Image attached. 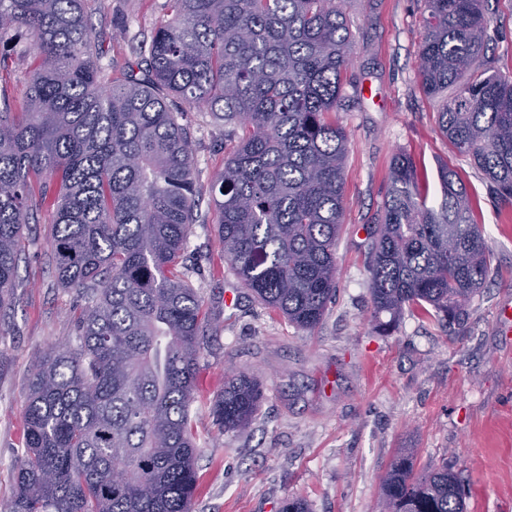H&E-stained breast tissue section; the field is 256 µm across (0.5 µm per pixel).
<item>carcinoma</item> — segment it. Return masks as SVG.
<instances>
[{"label":"carcinoma","instance_id":"obj_1","mask_svg":"<svg viewBox=\"0 0 512 512\" xmlns=\"http://www.w3.org/2000/svg\"><path fill=\"white\" fill-rule=\"evenodd\" d=\"M171 18L133 65L104 81L86 0H0V44L19 32L37 65L20 105L0 96V307L35 193H54L47 247L58 282L88 303L78 345L38 357L9 512H191L190 427L202 303L179 259L196 223V161L184 112L204 106L236 128L211 187L230 271L302 330L336 293L348 135L340 111L352 65L341 0H170ZM488 0H423L419 76L440 100V132L512 205V75L485 58ZM441 200L411 159L391 163L371 228L370 322L407 309L461 322L491 253L458 173ZM263 398L245 371L224 377L213 414L246 430ZM405 448L381 484L380 512H466L448 462L414 472Z\"/></svg>","mask_w":512,"mask_h":512}]
</instances>
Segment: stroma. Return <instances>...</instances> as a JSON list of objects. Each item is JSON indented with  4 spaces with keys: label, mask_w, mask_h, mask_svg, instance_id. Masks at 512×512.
Listing matches in <instances>:
<instances>
[{
    "label": "stroma",
    "mask_w": 512,
    "mask_h": 512,
    "mask_svg": "<svg viewBox=\"0 0 512 512\" xmlns=\"http://www.w3.org/2000/svg\"><path fill=\"white\" fill-rule=\"evenodd\" d=\"M487 55L512 72V0H491ZM353 65L344 108L345 227L336 246V296L303 331L266 308L229 272L218 242L211 185L224 168L228 132L210 112L185 113L196 159L199 220L183 257L208 318L190 407L196 445L193 512H279L301 498L313 512H378L380 483L403 448L425 469L447 459L467 492V512H512V206L487 193L483 174L440 135L437 100L418 78L421 0H344ZM103 69L133 60L169 14L168 0H87ZM7 86L21 101L36 59L27 37L12 44ZM428 176H461L483 226L491 272L463 323L440 327L405 312L384 334L369 323L366 230L379 212L394 156ZM53 199L35 200L10 305L0 309V512L16 490L28 375L36 356L77 344L82 293L61 287L47 253ZM253 375L264 399L249 429L224 431L211 412L227 369Z\"/></svg>",
    "instance_id": "1"
}]
</instances>
